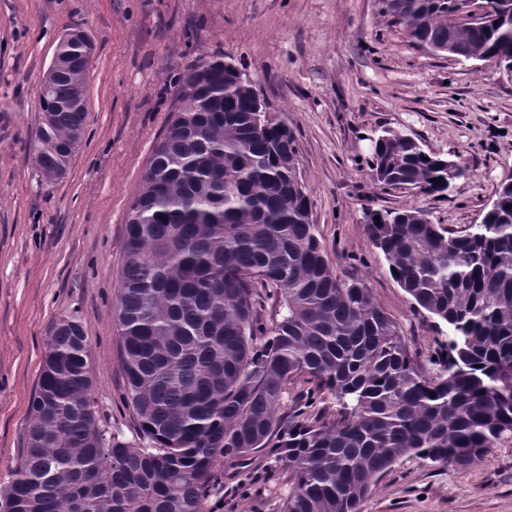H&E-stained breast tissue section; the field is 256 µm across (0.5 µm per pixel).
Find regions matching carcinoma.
<instances>
[{"label":"carcinoma","mask_w":512,"mask_h":512,"mask_svg":"<svg viewBox=\"0 0 512 512\" xmlns=\"http://www.w3.org/2000/svg\"><path fill=\"white\" fill-rule=\"evenodd\" d=\"M382 3L421 47L452 41L466 60L512 64V0L461 28L448 0ZM235 69L218 59L179 78L181 106L129 207L116 326L136 438L99 426L89 336L60 321L0 512H203L219 458L255 454L287 467L280 512H358L405 457L467 467L512 438V189L462 232L413 207L368 216L414 308L448 328L431 372L369 288L332 269L292 176L293 136L254 127V90ZM84 100L81 74L41 89L34 161L47 180L82 143ZM372 170L386 188L448 191L445 159L392 130ZM264 296L279 305L269 325Z\"/></svg>","instance_id":"carcinoma-1"}]
</instances>
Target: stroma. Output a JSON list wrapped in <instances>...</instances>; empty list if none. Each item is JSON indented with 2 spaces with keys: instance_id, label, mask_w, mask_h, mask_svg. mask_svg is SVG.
I'll use <instances>...</instances> for the list:
<instances>
[{
  "instance_id": "1",
  "label": "stroma",
  "mask_w": 512,
  "mask_h": 512,
  "mask_svg": "<svg viewBox=\"0 0 512 512\" xmlns=\"http://www.w3.org/2000/svg\"><path fill=\"white\" fill-rule=\"evenodd\" d=\"M381 0H0V488L22 460L29 399L52 328L80 320L100 427L133 437L114 312L131 200L175 110L177 80L221 59L243 66L269 123L288 126L317 236L432 365L446 325L414 310L367 232L366 212L415 207L457 231L480 223L512 173V75L414 45ZM97 50L84 143L67 174L34 163L43 76L70 29ZM391 129L468 174L447 195L384 189L373 138ZM204 512H279L286 469L220 459ZM359 512H512V441L460 468L397 462Z\"/></svg>"
}]
</instances>
